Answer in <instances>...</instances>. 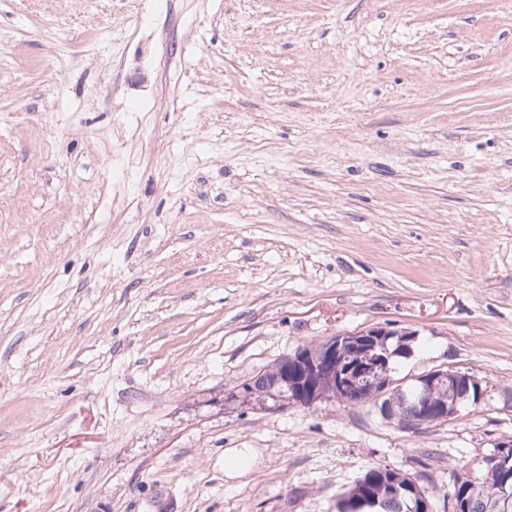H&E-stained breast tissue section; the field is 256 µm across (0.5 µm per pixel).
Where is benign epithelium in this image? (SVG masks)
<instances>
[{"instance_id": "obj_1", "label": "benign epithelium", "mask_w": 512, "mask_h": 512, "mask_svg": "<svg viewBox=\"0 0 512 512\" xmlns=\"http://www.w3.org/2000/svg\"><path fill=\"white\" fill-rule=\"evenodd\" d=\"M387 336H400L406 346L417 336V331L396 328L392 325L373 326L352 333H338L326 337L317 351L299 347L288 355L295 374L289 376L294 382L300 404L313 408L319 402L334 401L350 405L360 401V393L355 391L362 368L350 363L349 356L356 350L367 352L365 363L368 365L384 361L377 353V347ZM448 380L457 390L448 405L440 409L436 421L447 422L455 419L464 404L484 398L486 389L483 380L472 371H463L453 365L442 364L409 378L391 379L382 384L378 390L377 413L385 421L396 426L404 433L416 434L424 430L425 422L420 418H406L399 414L396 400L399 396L412 393L417 402L425 400L430 384L438 380ZM512 459V439L499 442L495 450L484 455L482 462L489 465L507 462ZM512 508V486L503 485L491 512H509Z\"/></svg>"}]
</instances>
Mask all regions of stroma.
Returning a JSON list of instances; mask_svg holds the SVG:
<instances>
[{
  "label": "stroma",
  "instance_id": "obj_1",
  "mask_svg": "<svg viewBox=\"0 0 512 512\" xmlns=\"http://www.w3.org/2000/svg\"><path fill=\"white\" fill-rule=\"evenodd\" d=\"M386 323L484 399L224 401ZM507 439L512 0H0V512H337L379 464L451 512Z\"/></svg>",
  "mask_w": 512,
  "mask_h": 512
}]
</instances>
